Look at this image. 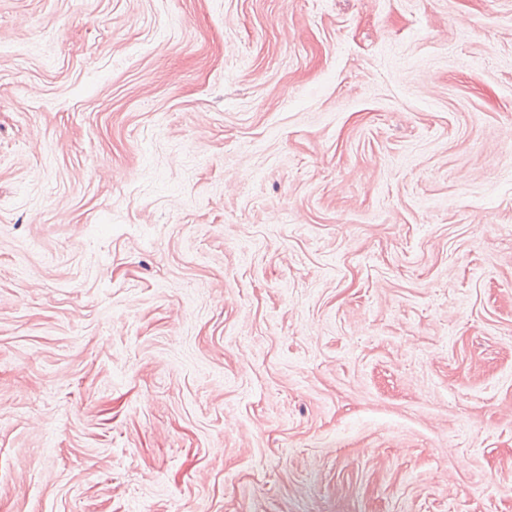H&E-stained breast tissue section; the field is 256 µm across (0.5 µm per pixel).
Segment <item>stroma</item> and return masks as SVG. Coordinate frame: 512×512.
<instances>
[{
    "instance_id": "1",
    "label": "stroma",
    "mask_w": 512,
    "mask_h": 512,
    "mask_svg": "<svg viewBox=\"0 0 512 512\" xmlns=\"http://www.w3.org/2000/svg\"><path fill=\"white\" fill-rule=\"evenodd\" d=\"M0 512H512V0H0Z\"/></svg>"
}]
</instances>
